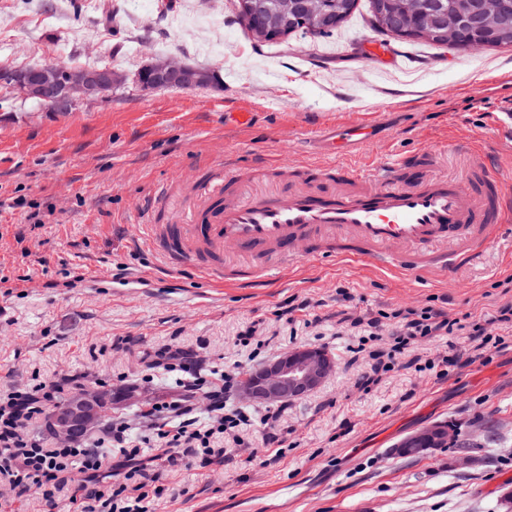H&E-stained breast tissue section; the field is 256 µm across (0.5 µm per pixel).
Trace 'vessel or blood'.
<instances>
[{
  "mask_svg": "<svg viewBox=\"0 0 512 512\" xmlns=\"http://www.w3.org/2000/svg\"><path fill=\"white\" fill-rule=\"evenodd\" d=\"M367 120L335 129L331 155L370 145ZM470 175L431 174L434 151L357 166L292 168L261 157L233 167L204 165L185 195L161 185L143 204L165 210L167 224L146 222L147 248L168 271L195 270L211 283L277 281L290 262L331 259L363 264L397 280L427 282L481 263L494 247L512 255V186L476 142H456Z\"/></svg>",
  "mask_w": 512,
  "mask_h": 512,
  "instance_id": "1",
  "label": "vessel or blood"
}]
</instances>
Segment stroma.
Instances as JSON below:
<instances>
[{"label":"stroma","mask_w":512,"mask_h":512,"mask_svg":"<svg viewBox=\"0 0 512 512\" xmlns=\"http://www.w3.org/2000/svg\"><path fill=\"white\" fill-rule=\"evenodd\" d=\"M151 3L142 16L136 0H0V69L58 62L130 77L64 114L0 84V371L22 385L70 370L86 387L143 386L153 401L178 390L172 373L141 382L148 353L164 345L202 342L211 361L244 371L315 345L337 370L290 402L281 458L265 465L231 447L223 466L202 473L161 470L164 492L150 512H512V325H491L480 358L445 378L399 366L366 392L350 352L358 338L339 323L345 313L426 305L454 318L495 316L512 304L511 257L493 250L429 284L304 259L273 287H216L188 268L165 271L139 237V205L156 185L173 179L183 190L204 162L239 164L284 146L306 166L358 165L475 138L512 182V147L495 128L512 110V47L461 51L384 35V55L403 61L374 65L364 59L368 0L332 37L299 33L262 46L236 23L235 0ZM170 49L212 71L214 83L146 91L132 82ZM242 110L249 121L235 120ZM366 115L375 143L335 159L323 153L329 126ZM16 198L25 207L11 208ZM292 297L310 300L319 323L278 319ZM253 323L259 346H237ZM116 336L136 343L112 349ZM433 423L454 427L458 447L394 454ZM465 454L470 464H461Z\"/></svg>","instance_id":"obj_1"}]
</instances>
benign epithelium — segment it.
<instances>
[{"label": "benign epithelium", "instance_id": "7a95c632", "mask_svg": "<svg viewBox=\"0 0 512 512\" xmlns=\"http://www.w3.org/2000/svg\"><path fill=\"white\" fill-rule=\"evenodd\" d=\"M327 0H237L242 23L249 24L260 11L275 14L281 24L275 28H257L252 39L280 41L297 25L315 29L325 21ZM491 0H477L466 23L487 25ZM147 80L155 88L171 85L183 89L205 87L213 74L179 59L152 56L140 69L135 81ZM127 76L110 67L75 68L49 62L39 67L0 72V83L53 112H66L79 101L99 99L125 83ZM336 370V360L323 348L299 346L267 360L246 372L238 386L241 399L262 405L295 401L320 388ZM134 404L142 400L136 389H114L109 385L84 388L71 394L68 403L57 408L48 422L52 433L73 439L100 423L112 411L116 401ZM459 435L448 426L428 425L405 437L395 453L420 457L435 448L451 447Z\"/></svg>", "mask_w": 512, "mask_h": 512}]
</instances>
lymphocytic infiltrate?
Masks as SVG:
<instances>
[{
  "label": "lymphocytic infiltrate",
  "instance_id": "obj_1",
  "mask_svg": "<svg viewBox=\"0 0 512 512\" xmlns=\"http://www.w3.org/2000/svg\"><path fill=\"white\" fill-rule=\"evenodd\" d=\"M391 326L375 317H347L350 330L375 342L358 385L379 384L398 360L420 341L444 338L455 323L443 308L431 305L394 312ZM142 377L149 383L155 369L178 373L177 398L151 403L140 413L139 429L112 419L92 438L68 443L34 432L54 405L62 387L56 381H35L0 394V506L38 488L47 512H149L162 494L157 472L168 467L201 470L224 463L226 442L250 447L245 433L259 423V447L282 449L288 432L280 426L286 406L246 413L232 402L239 373L207 362L199 351L166 347L157 351ZM204 394L211 415L200 419L195 398Z\"/></svg>",
  "mask_w": 512,
  "mask_h": 512
}]
</instances>
